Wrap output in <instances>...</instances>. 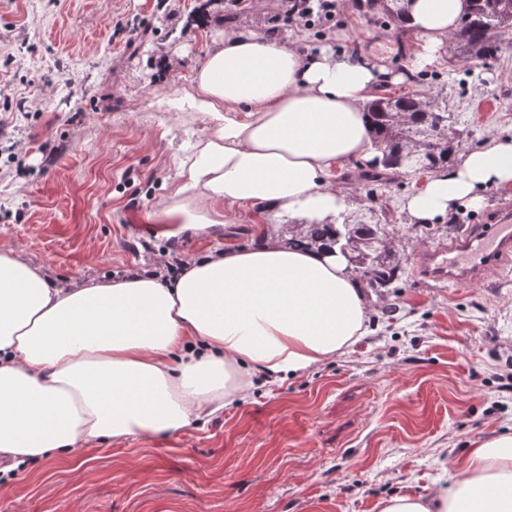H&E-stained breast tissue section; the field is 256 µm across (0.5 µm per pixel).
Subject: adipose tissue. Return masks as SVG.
Returning <instances> with one entry per match:
<instances>
[{"instance_id":"obj_1","label":"adipose tissue","mask_w":512,"mask_h":512,"mask_svg":"<svg viewBox=\"0 0 512 512\" xmlns=\"http://www.w3.org/2000/svg\"><path fill=\"white\" fill-rule=\"evenodd\" d=\"M418 42L393 71L382 53L350 57L249 28L212 40L173 110L210 116L155 214L162 234L218 228L249 204L303 224L348 207L336 171L371 162L365 110L375 90L405 83L447 46L467 0H407ZM512 189V137H494L437 169L402 203L430 224ZM366 290L335 250H295L279 231L246 248L149 274L71 287L0 250V459L19 465L181 429L244 398L255 380L301 375L365 334ZM432 494H394L378 512H512V434L473 440Z\"/></svg>"}]
</instances>
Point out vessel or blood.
Returning <instances> with one entry per match:
<instances>
[{
  "label": "vessel or blood",
  "mask_w": 512,
  "mask_h": 512,
  "mask_svg": "<svg viewBox=\"0 0 512 512\" xmlns=\"http://www.w3.org/2000/svg\"><path fill=\"white\" fill-rule=\"evenodd\" d=\"M511 254L512 224H477L455 245L431 251L427 272L466 287L482 281L489 268Z\"/></svg>",
  "instance_id": "vessel-or-blood-1"
}]
</instances>
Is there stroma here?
<instances>
[{
    "label": "stroma",
    "instance_id": "stroma-1",
    "mask_svg": "<svg viewBox=\"0 0 512 512\" xmlns=\"http://www.w3.org/2000/svg\"><path fill=\"white\" fill-rule=\"evenodd\" d=\"M225 14L219 0H0V248L55 280L121 278L248 247L258 225L287 222L247 205L216 232L166 238L155 213L177 180L201 112L159 103L192 93L211 39L245 27L304 45L322 27L285 22L278 0ZM334 43L407 57L353 5ZM396 94L447 95L458 152L512 136V43L462 61L449 46ZM424 182L377 187L402 263L394 288L373 290L366 333L308 372L161 439H97L75 456L16 470L0 512H376L394 492L425 495L471 440L512 431V258L482 282L423 277V251L467 224L512 217V190H484L479 209L408 223L401 199Z\"/></svg>",
    "mask_w": 512,
    "mask_h": 512
}]
</instances>
